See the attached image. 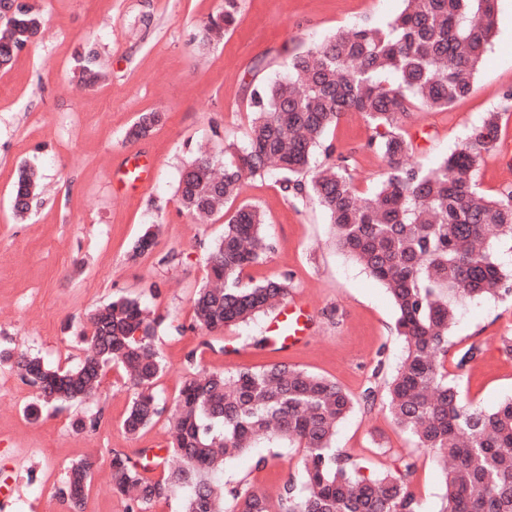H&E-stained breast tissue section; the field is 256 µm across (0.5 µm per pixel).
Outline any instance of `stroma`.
<instances>
[{
  "mask_svg": "<svg viewBox=\"0 0 512 512\" xmlns=\"http://www.w3.org/2000/svg\"><path fill=\"white\" fill-rule=\"evenodd\" d=\"M45 18V30L0 69V346L39 354L52 366L75 365L84 353L79 333L87 315L120 296L140 298L164 322L156 345L167 368L158 388L174 400L188 375L186 357L201 367L233 370L285 362L336 381L353 397L381 384L400 365L404 345L385 289L336 245L323 210L286 199L269 178L242 182L238 202L259 206L273 248L249 268L257 280L288 277L286 306L302 305L304 331L285 349H255L248 337L267 334L275 313L228 327L217 337L226 351L203 345L209 334L194 327L192 297L205 280V252L223 231V217L197 223L176 203L182 169L198 146L220 152L243 143L250 119L251 85L286 74L296 46L319 43L355 23L378 25L403 8V0H240L235 29L203 42L200 27L220 0H25ZM102 77L80 83L87 53ZM512 90V25L498 22L476 79V90L445 112H415L404 130L412 162L436 164L458 147L485 112ZM145 112L162 121L146 138L129 141L127 129ZM371 134L359 114L341 119L327 136L332 156L348 160L360 190L375 187L383 159L367 146ZM153 161L149 181L118 191L112 172L127 159ZM35 170L39 194L31 210L16 215L11 196L19 167ZM479 191L493 196L512 186V161L504 152L482 154ZM153 231L150 252L132 258L131 247ZM160 286L159 295L147 290ZM512 297L463 302L451 328L459 347L483 351L464 368L448 361V376L484 408L512 396ZM133 394L119 371L108 373L96 398L63 406L38 420L24 414L35 388L0 366V479L18 478L13 512H69L60 495L64 471L74 461L93 464L83 512H124L112 493L109 452L134 453L166 445L168 420L159 416L138 438L122 422ZM99 414L96 428L74 432L77 417ZM338 450L369 470L390 458L419 455L411 488L423 512H438L445 485L436 460L418 454L382 405L356 407L336 432ZM268 444L228 463L221 479L236 486L250 476L257 489L297 476L299 456L281 449L263 471L254 463Z\"/></svg>",
  "mask_w": 512,
  "mask_h": 512,
  "instance_id": "obj_1",
  "label": "stroma"
}]
</instances>
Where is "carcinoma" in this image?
Masks as SVG:
<instances>
[{
	"instance_id": "carcinoma-1",
	"label": "carcinoma",
	"mask_w": 512,
	"mask_h": 512,
	"mask_svg": "<svg viewBox=\"0 0 512 512\" xmlns=\"http://www.w3.org/2000/svg\"><path fill=\"white\" fill-rule=\"evenodd\" d=\"M496 0H406L385 27L359 24L295 52L288 73L253 85L246 140L224 146V166L198 150L183 169L180 208L203 222L225 216L224 232L205 254L206 279L193 297V319L209 333L248 324L290 294L287 277L243 281L272 244L266 217L256 205L232 214L241 183L273 175L284 195L314 200L332 225L336 245L390 294L396 332L405 356L385 382L384 408L416 447L441 465L445 493L439 512H512V399L487 410L448 379V332L460 302L512 295V271L499 260L496 242L512 241V188L493 197L475 189L478 159L500 145L501 112H488L462 145L432 167L408 162L413 147L403 123L414 112H443L475 89L476 75L496 28ZM240 0H221L202 26V40L219 39L238 23ZM43 25L27 5L0 29V68L7 67ZM348 112L372 129L368 147L385 161L383 179L365 194L345 162H316V151ZM161 121L144 113L130 126V141L146 137ZM38 179L22 169L13 187V209L26 213ZM162 319L139 299L120 297L91 314L80 339L84 357L71 368L52 367L28 352L0 350V363L37 388L27 415L36 420L58 404H83L101 388L112 366L134 389L123 419L135 439L169 411L166 455L139 448L135 456L109 453L113 494L125 512H147L175 500L178 512H420L411 490L419 457L408 455L368 475L334 446L337 427L359 403L369 407L376 390L360 399L336 382L276 363L233 372L193 371L166 408L157 381L166 363L155 344ZM301 454L298 478L274 495L245 479L231 489L215 476L225 463L260 439ZM164 478L144 476L149 465ZM92 463H71L64 494L82 512L86 492L77 475Z\"/></svg>"
}]
</instances>
